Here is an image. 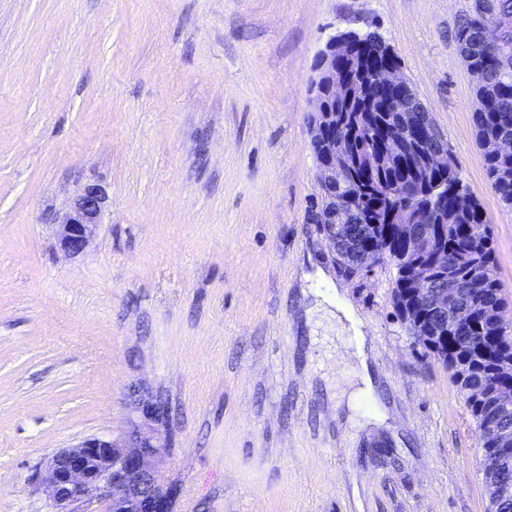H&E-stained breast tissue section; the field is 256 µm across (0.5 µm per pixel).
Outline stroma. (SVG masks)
Listing matches in <instances>:
<instances>
[{
    "label": "stroma",
    "instance_id": "stroma-1",
    "mask_svg": "<svg viewBox=\"0 0 512 512\" xmlns=\"http://www.w3.org/2000/svg\"><path fill=\"white\" fill-rule=\"evenodd\" d=\"M469 0H0V512H50L36 472L120 440L131 386L167 407L172 512H487L479 435L392 304L345 272L320 195L309 81L329 34L371 22L445 134L512 297V209L491 189L456 31ZM108 191L87 249L51 219ZM328 280L306 282L312 264ZM343 290L377 378L356 404Z\"/></svg>",
    "mask_w": 512,
    "mask_h": 512
}]
</instances>
